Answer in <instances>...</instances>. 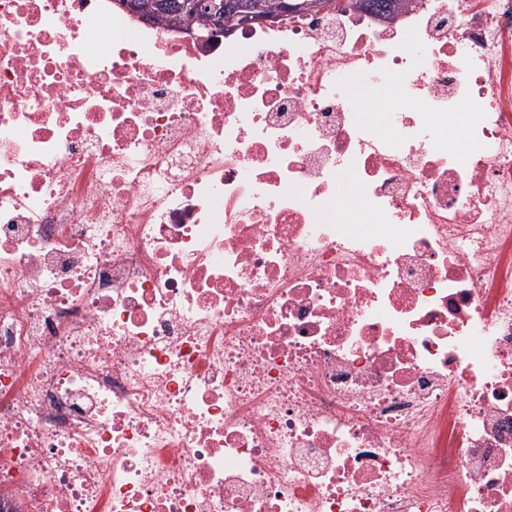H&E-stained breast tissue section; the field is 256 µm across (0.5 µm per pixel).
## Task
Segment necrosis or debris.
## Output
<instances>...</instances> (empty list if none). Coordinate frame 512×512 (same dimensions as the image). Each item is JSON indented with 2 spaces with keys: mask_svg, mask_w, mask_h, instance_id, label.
<instances>
[{
  "mask_svg": "<svg viewBox=\"0 0 512 512\" xmlns=\"http://www.w3.org/2000/svg\"><path fill=\"white\" fill-rule=\"evenodd\" d=\"M342 2L0 0L9 512H512V0ZM183 0H117V2L133 14L143 13L148 5L155 3H167L165 9H152L154 23H164L168 27L185 28L193 30L199 40H207L223 27L224 20L228 23L239 24V15L251 14L254 19H260L282 11V0H187L184 1L185 10H205L203 12L186 15L177 14L176 4ZM207 29V31H205ZM202 31V32H201Z\"/></svg>",
  "mask_w": 512,
  "mask_h": 512,
  "instance_id": "necrosis-or-debris-1",
  "label": "necrosis or debris"
}]
</instances>
